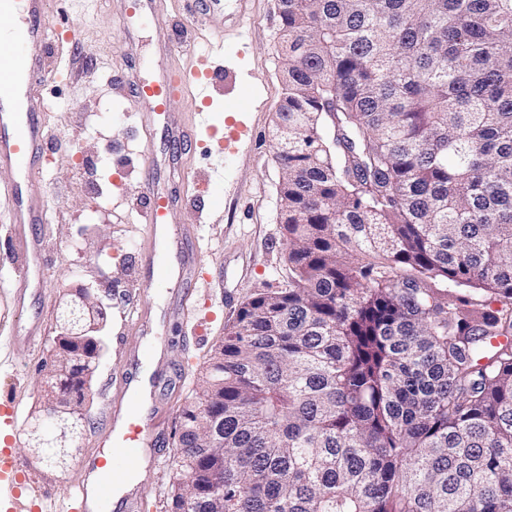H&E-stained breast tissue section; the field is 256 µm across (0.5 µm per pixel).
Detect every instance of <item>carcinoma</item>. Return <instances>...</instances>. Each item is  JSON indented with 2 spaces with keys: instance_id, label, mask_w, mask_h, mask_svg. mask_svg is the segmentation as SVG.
Instances as JSON below:
<instances>
[{
  "instance_id": "cac0c4a2",
  "label": "carcinoma",
  "mask_w": 512,
  "mask_h": 512,
  "mask_svg": "<svg viewBox=\"0 0 512 512\" xmlns=\"http://www.w3.org/2000/svg\"><path fill=\"white\" fill-rule=\"evenodd\" d=\"M278 10L288 286L183 405L169 512H512V0Z\"/></svg>"
}]
</instances>
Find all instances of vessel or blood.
Instances as JSON below:
<instances>
[{"label":"vessel or blood","instance_id":"1","mask_svg":"<svg viewBox=\"0 0 512 512\" xmlns=\"http://www.w3.org/2000/svg\"><path fill=\"white\" fill-rule=\"evenodd\" d=\"M53 27L51 0H0V168L15 171L16 178L4 193L9 221L14 226L10 239V265L14 272V311L0 316V333L10 343L35 344L42 336V324L24 318L26 299L38 293L47 266L36 225L47 223L46 183L43 161L51 135L41 78L51 53L48 41ZM213 76L201 66L171 69L154 65L149 80L136 82L133 97L148 105L139 113L136 125L143 139L154 142L164 135L165 156L146 151L140 169L142 195L138 216L146 224L150 247L140 255V268L150 279L178 277L181 290L176 304L163 316V325L185 320L193 288L199 277L195 250L189 249L188 228L191 215H184V228L173 231L171 224L180 203L179 197L162 195L155 189L156 176L163 157L183 154L193 142L192 134L179 125L170 109L172 97L195 88L199 98H206ZM184 187L192 192L207 189L208 180L199 178L188 166H171ZM126 367L117 377L122 402L107 405V436L112 447L108 456L92 464L100 475L95 488L86 481L72 485L63 499L45 494L34 498L23 467L6 452H0V489L13 495L8 512H92L90 496L107 500L114 485L132 472L149 474L160 463L157 438L164 429L159 406L143 402L139 379L131 368L139 362V351L120 342Z\"/></svg>","mask_w":512,"mask_h":512}]
</instances>
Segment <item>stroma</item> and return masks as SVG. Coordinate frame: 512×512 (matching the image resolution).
I'll return each mask as SVG.
<instances>
[{
    "label": "stroma",
    "mask_w": 512,
    "mask_h": 512,
    "mask_svg": "<svg viewBox=\"0 0 512 512\" xmlns=\"http://www.w3.org/2000/svg\"><path fill=\"white\" fill-rule=\"evenodd\" d=\"M198 0H157L149 20L124 26L123 0H53L60 33L76 36L75 48L51 57L54 76L45 89L53 140L44 177L51 222L45 225L48 273L28 316L43 322L42 342L30 350L0 344V400L15 399L20 418L7 448L23 465L32 488L64 496L92 461L104 455L106 428L100 414L116 395L112 374L122 361L119 337L144 345L133 321L136 311L157 314L170 307L176 288L147 286L137 256L149 243L135 209L141 195L143 143L136 139L135 113L145 111L131 86L150 72L153 61L186 65L179 50L158 41L166 32L194 44L223 81L203 102L177 96L170 110L183 124L206 112L213 132L201 133L185 160L209 172L217 130L225 113L249 129L242 150L226 147L218 196L196 215L194 242L206 273L189 309L186 327L167 331L162 355L152 363L151 398L168 412L165 460L146 481L142 512H167L171 488L169 459L182 404L194 396L198 373L241 304L254 293L281 287L286 266L280 223V169L274 159L273 127L284 96L278 50L282 30L277 0L229 4L197 22ZM91 287L105 299V350L90 389V422L64 471H56L29 451L25 428L44 406L42 387L53 357L56 317L67 293Z\"/></svg>",
    "instance_id": "1"
}]
</instances>
